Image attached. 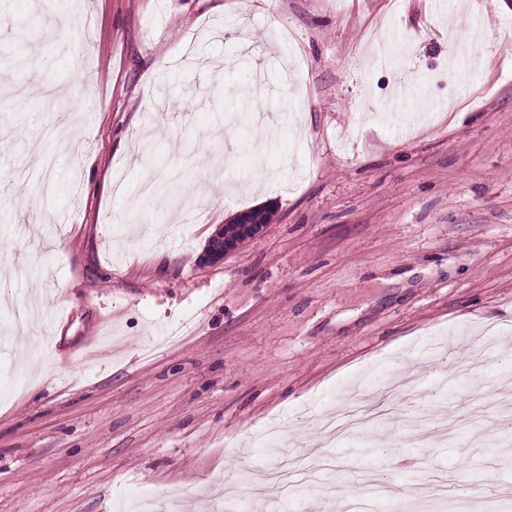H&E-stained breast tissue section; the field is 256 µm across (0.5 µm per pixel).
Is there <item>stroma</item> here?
Returning <instances> with one entry per match:
<instances>
[{
	"mask_svg": "<svg viewBox=\"0 0 512 512\" xmlns=\"http://www.w3.org/2000/svg\"><path fill=\"white\" fill-rule=\"evenodd\" d=\"M33 3L0 0V512H215L271 425L363 512L397 506L366 470L512 505L471 404L512 377V0H67L58 37ZM404 376L374 447L321 444ZM258 223L255 224L252 214L249 211L237 214V235L235 237H225L224 229L231 232L233 230V221L220 226L212 235L206 253V259L209 262H220L224 257L236 252L246 241L255 237L261 232L264 224H269L273 212L269 209L259 208L253 209ZM262 224L263 226H261Z\"/></svg>",
	"mask_w": 512,
	"mask_h": 512,
	"instance_id": "35a3bbf8",
	"label": "stroma"
}]
</instances>
